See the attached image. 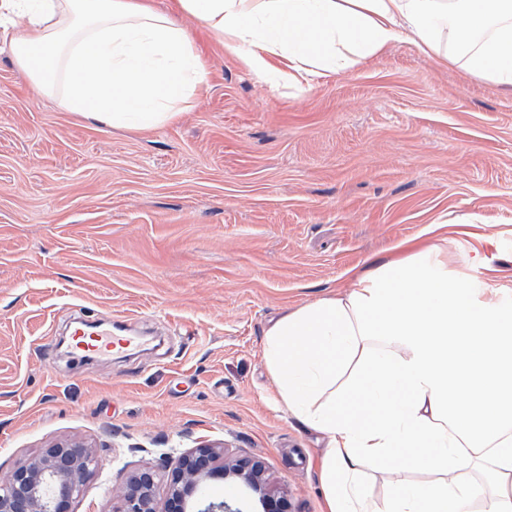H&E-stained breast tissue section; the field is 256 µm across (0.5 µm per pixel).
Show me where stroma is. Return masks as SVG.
Listing matches in <instances>:
<instances>
[{
  "label": "stroma",
  "instance_id": "1",
  "mask_svg": "<svg viewBox=\"0 0 512 512\" xmlns=\"http://www.w3.org/2000/svg\"><path fill=\"white\" fill-rule=\"evenodd\" d=\"M209 91L152 129L100 125L27 82L0 42V476L57 443L94 448L75 512L203 444L261 461L288 512H324L322 437L275 401L265 330L370 259L449 223L448 267L512 289V87L410 38L312 88L258 79L179 0ZM142 345L84 364L63 317ZM436 473L400 455L383 499Z\"/></svg>",
  "mask_w": 512,
  "mask_h": 512
}]
</instances>
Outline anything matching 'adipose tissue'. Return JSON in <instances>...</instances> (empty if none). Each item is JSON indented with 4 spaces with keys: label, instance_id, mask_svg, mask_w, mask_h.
Segmentation results:
<instances>
[{
    "label": "adipose tissue",
    "instance_id": "1",
    "mask_svg": "<svg viewBox=\"0 0 512 512\" xmlns=\"http://www.w3.org/2000/svg\"><path fill=\"white\" fill-rule=\"evenodd\" d=\"M179 2L268 81L312 85L407 33L512 86V0ZM0 31L33 87L104 125H165L208 87L190 34L146 0H0ZM263 357L279 404L325 440L328 512H512V302L449 271L447 237L284 314ZM403 452L439 480L367 495L366 471Z\"/></svg>",
    "mask_w": 512,
    "mask_h": 512
}]
</instances>
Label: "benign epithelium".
Listing matches in <instances>:
<instances>
[{
  "mask_svg": "<svg viewBox=\"0 0 512 512\" xmlns=\"http://www.w3.org/2000/svg\"><path fill=\"white\" fill-rule=\"evenodd\" d=\"M220 458V449L206 446L179 455L166 475L168 493L162 511L155 495L159 475L150 471L133 475L115 512H247L244 499L236 497L196 505L200 484L213 478L223 479L227 489L258 494L259 512H287L281 500L268 494L260 461L239 458L220 465ZM96 463L95 451L88 446H51L0 478V512H73V503Z\"/></svg>",
  "mask_w": 512,
  "mask_h": 512,
  "instance_id": "7a95c632",
  "label": "benign epithelium"
}]
</instances>
